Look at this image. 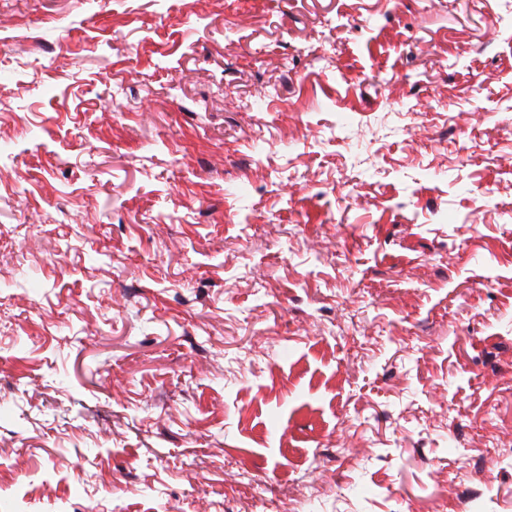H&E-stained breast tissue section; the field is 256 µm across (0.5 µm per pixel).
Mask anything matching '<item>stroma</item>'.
Returning <instances> with one entry per match:
<instances>
[{
	"label": "stroma",
	"instance_id": "stroma-1",
	"mask_svg": "<svg viewBox=\"0 0 512 512\" xmlns=\"http://www.w3.org/2000/svg\"><path fill=\"white\" fill-rule=\"evenodd\" d=\"M0 512H512V0H0Z\"/></svg>",
	"mask_w": 512,
	"mask_h": 512
}]
</instances>
